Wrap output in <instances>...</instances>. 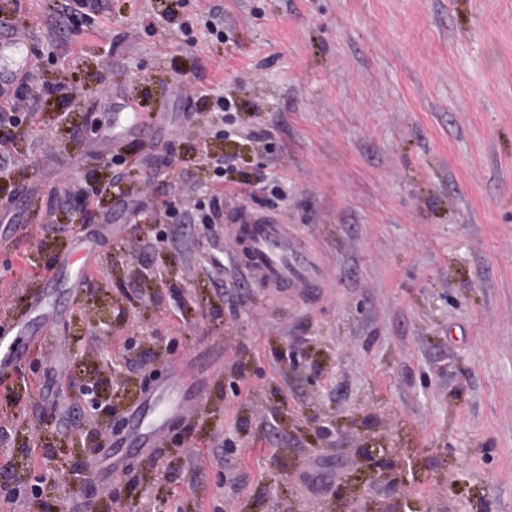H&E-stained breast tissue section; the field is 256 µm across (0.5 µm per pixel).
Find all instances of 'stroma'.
I'll return each mask as SVG.
<instances>
[{
  "mask_svg": "<svg viewBox=\"0 0 512 512\" xmlns=\"http://www.w3.org/2000/svg\"><path fill=\"white\" fill-rule=\"evenodd\" d=\"M71 8L0 0L36 58L0 143V323L43 312L0 373V512H31L33 486L68 512L106 492L138 512H512V0ZM130 99L153 140L123 135ZM106 182L82 223L72 192ZM241 209L289 224L323 282L254 285ZM166 254L161 284L140 277ZM64 256L83 283L46 275ZM176 365L198 390L130 452ZM83 377L112 399L94 457L123 461L73 489ZM372 450L392 481L370 482Z\"/></svg>",
  "mask_w": 512,
  "mask_h": 512,
  "instance_id": "stroma-1",
  "label": "stroma"
}]
</instances>
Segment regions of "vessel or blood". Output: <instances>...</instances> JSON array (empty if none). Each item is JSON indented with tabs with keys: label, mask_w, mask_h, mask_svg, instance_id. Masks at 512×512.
<instances>
[{
	"label": "vessel or blood",
	"mask_w": 512,
	"mask_h": 512,
	"mask_svg": "<svg viewBox=\"0 0 512 512\" xmlns=\"http://www.w3.org/2000/svg\"><path fill=\"white\" fill-rule=\"evenodd\" d=\"M35 65L22 32L0 31V97L8 94ZM237 219L245 227V268L252 281L283 295L292 288L314 287L318 275L312 259L298 248L293 233L278 216L243 210ZM168 413L169 407L165 404L157 405L149 416L133 413L132 437L155 440Z\"/></svg>",
	"instance_id": "vessel-or-blood-1"
}]
</instances>
